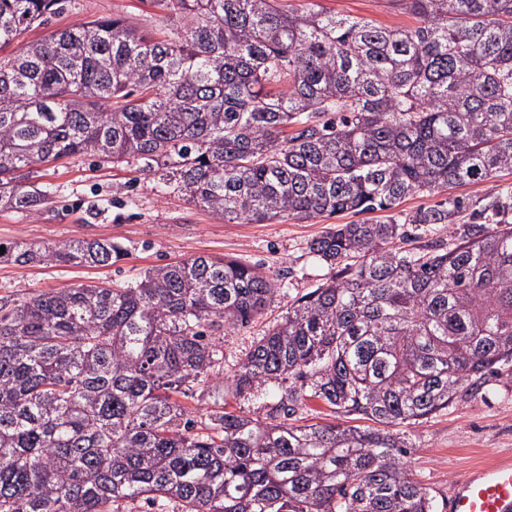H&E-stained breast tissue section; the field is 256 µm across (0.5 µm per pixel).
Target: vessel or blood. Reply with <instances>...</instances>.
I'll list each match as a JSON object with an SVG mask.
<instances>
[{"instance_id":"obj_1","label":"vessel or blood","mask_w":512,"mask_h":512,"mask_svg":"<svg viewBox=\"0 0 512 512\" xmlns=\"http://www.w3.org/2000/svg\"><path fill=\"white\" fill-rule=\"evenodd\" d=\"M448 512H512V463L473 469L455 484Z\"/></svg>"}]
</instances>
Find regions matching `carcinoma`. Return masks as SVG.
<instances>
[{"instance_id": "cac0c4a2", "label": "carcinoma", "mask_w": 512, "mask_h": 512, "mask_svg": "<svg viewBox=\"0 0 512 512\" xmlns=\"http://www.w3.org/2000/svg\"><path fill=\"white\" fill-rule=\"evenodd\" d=\"M154 2L167 37L97 18L25 43L68 0H0V47L17 44L0 57V210L48 208L30 171L72 156L134 164L226 224L389 211L512 168V0H387L412 28L317 0ZM464 207L313 239L331 276L227 388L216 336L276 290L256 266L200 255L1 305L0 512H437L389 428L512 364V187L469 224ZM424 224L454 242L407 247ZM123 255L105 239L14 242L0 262ZM227 395L264 397V413L228 412ZM313 399L378 427L288 423Z\"/></svg>"}]
</instances>
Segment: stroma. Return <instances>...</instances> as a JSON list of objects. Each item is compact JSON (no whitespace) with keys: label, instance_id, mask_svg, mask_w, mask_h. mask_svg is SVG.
<instances>
[{"label":"stroma","instance_id":"35a3bbf8","mask_svg":"<svg viewBox=\"0 0 512 512\" xmlns=\"http://www.w3.org/2000/svg\"><path fill=\"white\" fill-rule=\"evenodd\" d=\"M325 9L408 26L411 16L386 8L385 0H319ZM122 17L146 30L170 28L153 0H70L48 24L30 28L25 41L99 17ZM34 181L57 187L55 209L29 215L0 211V242H37L52 246L72 239H106L126 254L109 267L0 263V301L18 304L32 296L79 285L123 282L158 265L199 255L229 256L272 275L277 290L264 313L224 336V373L232 375L253 341L285 313L295 299L326 281L329 270L308 250L332 223L349 215L307 222L227 224L178 195L155 192L135 167L92 158H66L36 166ZM485 393L466 396L422 422L399 425L395 434L410 448L406 455L414 478L430 490L439 506L453 485L474 467L512 458V365L491 376Z\"/></svg>","mask_w":512,"mask_h":512}]
</instances>
